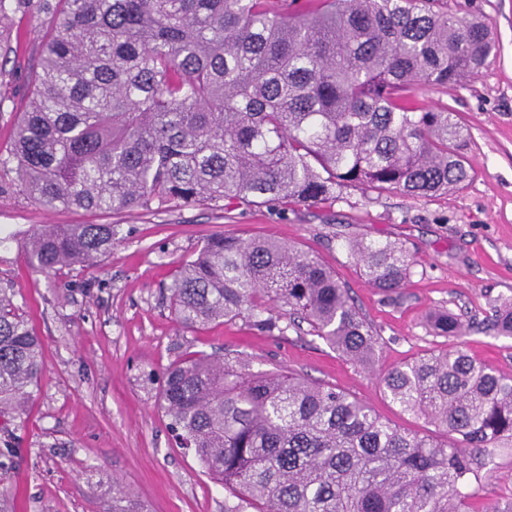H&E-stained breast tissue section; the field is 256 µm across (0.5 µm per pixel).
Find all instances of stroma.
<instances>
[{"label": "stroma", "mask_w": 512, "mask_h": 512, "mask_svg": "<svg viewBox=\"0 0 512 512\" xmlns=\"http://www.w3.org/2000/svg\"><path fill=\"white\" fill-rule=\"evenodd\" d=\"M449 12L485 19L496 49L474 78L448 89L416 91L425 108L445 107L468 131L473 173L457 190L412 198L346 189L330 206L253 205L225 210L197 204L152 211L50 209L15 194L0 198V226L26 232L40 224H114L112 252L94 266L75 264L46 276L27 269L18 244L0 247V288L11 289L44 342L46 375L14 442L15 512H97L120 482L146 512H224L226 494L193 453L176 447L159 409L167 366L186 352L242 356L255 370H284L336 386L399 427L432 432L425 417L401 412L378 376L425 353L456 347L512 375V336L486 327L494 303L512 299V0H447ZM10 71L16 107L29 95L42 28L14 26ZM221 232L270 235L313 251L349 290L379 337L374 370L347 361L306 329L262 334L244 321L181 328L169 287L181 262ZM365 238L403 244L414 259L399 293L374 288L346 255ZM458 315L465 333L438 336L430 311ZM484 502L512 496V448L493 451Z\"/></svg>", "instance_id": "35a3bbf8"}]
</instances>
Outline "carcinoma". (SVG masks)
<instances>
[{
	"label": "carcinoma",
	"instance_id": "cac0c4a2",
	"mask_svg": "<svg viewBox=\"0 0 512 512\" xmlns=\"http://www.w3.org/2000/svg\"><path fill=\"white\" fill-rule=\"evenodd\" d=\"M43 30L14 150L0 155V195L91 212L200 202L333 204L346 188L418 198L470 179L468 134L446 108L411 102L420 85L476 75L495 49L487 26L437 0H0ZM114 224H42L21 245L51 273L112 251ZM352 263L380 291L411 275L400 244L355 240ZM187 329L288 307L291 323L363 368L378 336L348 289L313 253L271 236L208 237L170 285ZM430 323L460 336L457 315ZM493 329L512 336V302ZM45 370L41 337L0 288V436L11 446ZM384 395L435 432L404 430L355 396L238 356L189 352L163 376L159 405L179 448L238 500L224 512H512L478 503L476 484L512 448V378L458 348L380 376ZM100 512H142L112 482Z\"/></svg>",
	"mask_w": 512,
	"mask_h": 512
}]
</instances>
